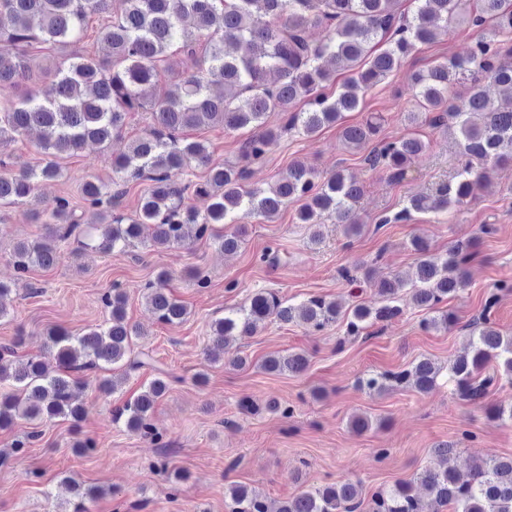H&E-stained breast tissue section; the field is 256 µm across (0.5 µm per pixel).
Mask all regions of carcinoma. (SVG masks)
I'll use <instances>...</instances> for the list:
<instances>
[{
	"instance_id": "cac0c4a2",
	"label": "carcinoma",
	"mask_w": 512,
	"mask_h": 512,
	"mask_svg": "<svg viewBox=\"0 0 512 512\" xmlns=\"http://www.w3.org/2000/svg\"><path fill=\"white\" fill-rule=\"evenodd\" d=\"M416 2L409 18L400 12V0H0V15L10 21V29H0V144L36 129L40 149L51 157L19 173H1L0 207L26 205L39 217L38 184L64 175L56 159L88 143L107 146L121 135L130 112L148 109L152 117L148 131L112 159L111 182L83 181L82 200L97 212L99 223L82 227L69 199H57L44 235L15 245L12 261L17 273L54 266L56 243L71 237L83 248L109 254L137 243L177 246L192 229L196 237H208L226 252L236 251L246 234L242 219L257 215L271 220L294 199L304 201L298 212L301 222L312 225L319 214L331 211L344 223L346 235L360 234L363 225L356 223L353 206L363 188L344 171L322 178L306 164L293 162L269 190L251 189L245 184L246 167L214 162L205 143L190 141L183 133L200 127H250L253 133L241 145V158L246 163L260 159L283 132L313 136L340 121L343 113L357 110L360 91L377 85L417 45L435 42L456 22L483 35L467 57H450L411 75L417 111L409 118L416 122L422 117L434 128H457L466 162L453 180L437 189L433 200L409 197L397 218L463 204L489 173L512 170V99L493 110L483 89L490 82L512 91V67L498 63L500 55L512 54V0ZM100 13L111 15L97 31L102 53L66 57L52 70L55 88L50 98L17 93L32 71L34 45L65 49L76 44L84 38L90 17ZM312 24L325 29L318 42L306 35ZM173 47L194 58L195 70L164 84L162 73L172 70ZM342 70L348 76L341 91L326 94ZM464 80L469 81L467 95L452 96L451 89ZM216 81L224 87L219 93L211 91ZM273 112L281 114L277 129L267 126ZM381 128L382 116L372 113L361 124L343 127L342 137L357 150L377 139L365 161L401 182L425 143L414 137L381 139ZM194 164L206 169L204 179H181ZM144 181L150 187L137 212H115L125 187ZM191 195L212 199L205 214L187 203ZM411 245L420 259L416 280L405 294H400L402 285L396 279L374 281L368 276L381 305L357 304L345 311L322 296L289 303L273 292L257 291L246 304L225 310L224 317L211 323L208 360L245 366L248 359L239 353L224 357L228 338L251 337L271 319L319 330L341 319L346 335L358 337L378 322L400 318L410 306L430 311L463 289L468 252L455 246L439 254L419 237ZM168 279L167 271H159L146 285L145 299L157 322L173 325L182 322L188 310L166 292ZM511 290L507 281L495 285L482 312L468 325V352L448 365V384L467 402L480 403L489 394L496 382V374L487 372L492 363L512 381V336L503 337L491 318L500 293ZM102 301L110 313L108 325L89 327L76 336L65 330L47 334L58 364L53 375L39 355L9 360L20 339L0 349V382H10V389L0 394V429L18 419L76 422L83 408L75 402L74 391L88 384L89 374L106 373L97 389L108 395L125 372L150 364L148 353L133 350L134 339L143 332L126 322V293L114 288ZM308 366L303 353L271 355L261 363L266 372L278 374H300ZM442 370L432 359L421 358L399 371L371 374L360 386L370 392L411 388L425 393L436 387ZM169 386L167 373L159 372L145 390L112 411L113 421L145 439L162 440L151 415ZM39 436L29 431L16 439L11 452H0V467L23 455ZM435 452L446 461L442 469H426L409 482L378 490L370 512H425V495L451 512H512V456L477 462L463 479L453 464V443H441ZM225 497L228 512H362L363 505L360 489L350 481L313 486L274 511L259 492L242 484L228 486Z\"/></svg>"
}]
</instances>
